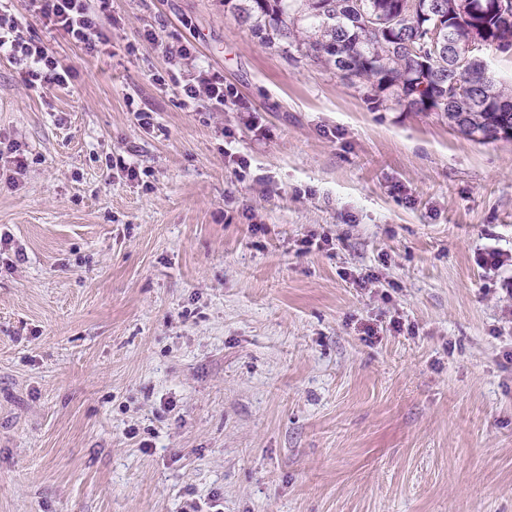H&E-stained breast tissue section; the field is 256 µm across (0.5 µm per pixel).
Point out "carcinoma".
<instances>
[{
  "label": "carcinoma",
  "instance_id": "carcinoma-1",
  "mask_svg": "<svg viewBox=\"0 0 512 512\" xmlns=\"http://www.w3.org/2000/svg\"><path fill=\"white\" fill-rule=\"evenodd\" d=\"M453 16H448V3ZM477 0H224L233 18L248 26L269 47L289 59H308L344 72L371 88L382 101L401 105L419 85L430 87L429 101H414L409 111L434 113L448 123L466 115L462 133L476 135L512 129V89L486 79L469 96L448 102V50L420 57L410 48L411 24L440 22L442 32L463 20L486 44L512 50V18L485 8Z\"/></svg>",
  "mask_w": 512,
  "mask_h": 512
}]
</instances>
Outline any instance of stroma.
<instances>
[{
  "label": "stroma",
  "mask_w": 512,
  "mask_h": 512,
  "mask_svg": "<svg viewBox=\"0 0 512 512\" xmlns=\"http://www.w3.org/2000/svg\"><path fill=\"white\" fill-rule=\"evenodd\" d=\"M11 7L72 75L0 58V512H512V141L223 0H112L93 54ZM183 97L195 100L204 95L217 110L224 108V76L212 73L207 66H197L196 75L181 85Z\"/></svg>",
  "instance_id": "stroma-1"
}]
</instances>
